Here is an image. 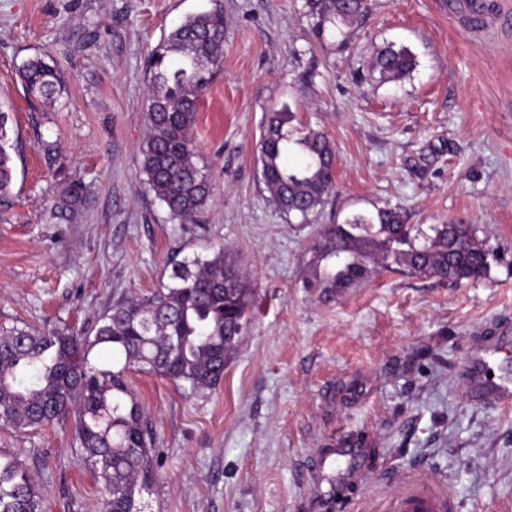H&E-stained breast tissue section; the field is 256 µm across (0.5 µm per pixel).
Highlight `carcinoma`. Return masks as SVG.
Instances as JSON below:
<instances>
[{
    "mask_svg": "<svg viewBox=\"0 0 512 512\" xmlns=\"http://www.w3.org/2000/svg\"><path fill=\"white\" fill-rule=\"evenodd\" d=\"M313 37L330 27L361 23L363 0H304ZM224 15L215 9L187 15L149 55L146 65L147 135L140 148L148 193L181 224H197L211 184L193 141L200 95L222 59ZM416 65L405 47L380 49L369 70L382 80ZM28 95L52 104L65 89L63 74L43 54L19 69ZM287 104L268 113L257 162L270 201L302 220L335 188L336 149L321 132L295 136ZM9 113L0 109V197L13 180ZM303 287L336 295L381 269L404 270L459 283L487 276V241L471 224L406 222L396 208L356 213L327 224L309 250ZM172 283L154 295L119 300L84 332L0 325V426L15 430L74 417L81 461L102 484L104 512H145L141 493L154 472L152 437L143 409L124 373L147 368L190 393L210 390L224 377L249 321L255 293L228 249L205 259L172 257ZM107 365L91 364L94 350ZM124 356L121 368L112 367ZM43 488L15 452L0 448V512H43Z\"/></svg>",
    "mask_w": 512,
    "mask_h": 512,
    "instance_id": "cac0c4a2",
    "label": "carcinoma"
}]
</instances>
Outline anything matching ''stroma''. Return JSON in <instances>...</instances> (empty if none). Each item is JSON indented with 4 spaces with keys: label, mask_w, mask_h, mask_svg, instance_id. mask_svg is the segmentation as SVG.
<instances>
[{
    "label": "stroma",
    "mask_w": 512,
    "mask_h": 512,
    "mask_svg": "<svg viewBox=\"0 0 512 512\" xmlns=\"http://www.w3.org/2000/svg\"><path fill=\"white\" fill-rule=\"evenodd\" d=\"M468 2L367 0L363 24L318 42L304 0H0L14 166L0 197V325L91 328L169 283L172 257L220 244L255 290L214 389L126 372L154 438L149 512H389L413 476L459 512H512V407L471 401L461 379L470 339L512 324V29L471 30ZM214 8L223 61L195 128L211 198L203 223L181 224L143 183L145 64L184 16ZM391 43L414 69L371 77ZM45 53L66 74L51 105L18 76ZM284 104L336 147V190L305 223L274 207L257 164L265 117ZM73 184L80 201L58 209ZM385 206L411 224H471L498 258L458 285L381 270L335 296L306 291L323 225ZM343 439L366 451L360 478L313 480L314 456ZM0 448L30 466L44 512H102L71 423L0 428Z\"/></svg>",
    "instance_id": "obj_1"
}]
</instances>
